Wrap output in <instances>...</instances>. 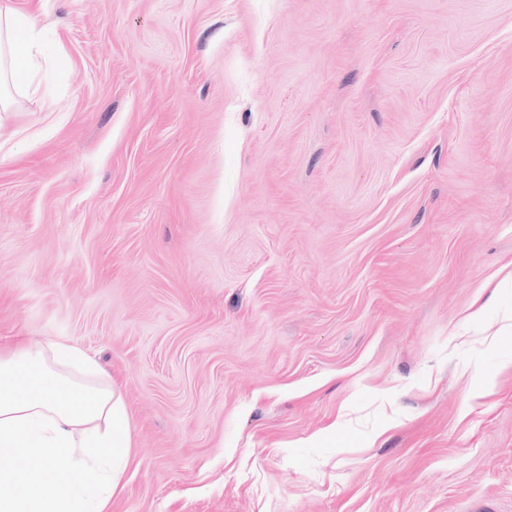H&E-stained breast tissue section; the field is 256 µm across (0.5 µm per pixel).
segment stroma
Listing matches in <instances>:
<instances>
[{
  "label": "stroma",
  "instance_id": "stroma-1",
  "mask_svg": "<svg viewBox=\"0 0 512 512\" xmlns=\"http://www.w3.org/2000/svg\"><path fill=\"white\" fill-rule=\"evenodd\" d=\"M0 4V348L120 390L109 512H512V0ZM48 46L37 17L0 6V112L12 103L10 89L27 82L46 59Z\"/></svg>",
  "mask_w": 512,
  "mask_h": 512
}]
</instances>
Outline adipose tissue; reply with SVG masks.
Returning <instances> with one entry per match:
<instances>
[{
  "instance_id": "ef3b65f1",
  "label": "adipose tissue",
  "mask_w": 512,
  "mask_h": 512,
  "mask_svg": "<svg viewBox=\"0 0 512 512\" xmlns=\"http://www.w3.org/2000/svg\"><path fill=\"white\" fill-rule=\"evenodd\" d=\"M48 46L37 17L0 6V112ZM0 512H105L129 463L132 435L121 393L64 340L0 352ZM65 458L67 472L55 463Z\"/></svg>"
}]
</instances>
